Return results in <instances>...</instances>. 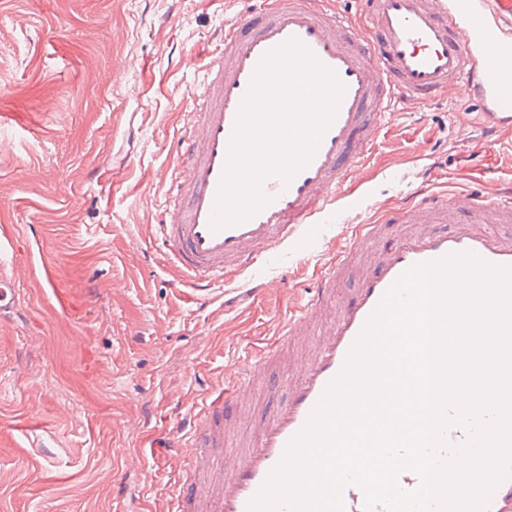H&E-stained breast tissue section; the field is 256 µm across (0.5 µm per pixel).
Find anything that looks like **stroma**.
<instances>
[{
	"label": "stroma",
	"instance_id": "35a3bbf8",
	"mask_svg": "<svg viewBox=\"0 0 512 512\" xmlns=\"http://www.w3.org/2000/svg\"><path fill=\"white\" fill-rule=\"evenodd\" d=\"M261 2L0 0V277L20 305L0 323V512H164L177 477L165 438L276 336L356 225L425 178L487 195L512 184V126L459 123L452 95L397 105L343 189L372 208L198 304L154 245L170 203L158 173L178 162L202 49ZM16 119L26 138L11 137ZM269 376L232 438L285 400L287 368Z\"/></svg>",
	"mask_w": 512,
	"mask_h": 512
}]
</instances>
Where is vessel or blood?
Wrapping results in <instances>:
<instances>
[{"label": "vessel or blood", "mask_w": 512, "mask_h": 512, "mask_svg": "<svg viewBox=\"0 0 512 512\" xmlns=\"http://www.w3.org/2000/svg\"><path fill=\"white\" fill-rule=\"evenodd\" d=\"M368 18L357 30L328 0H264L260 10L224 27V37L200 67L201 93L189 113L173 169L172 202L159 224L169 260L209 301L229 271L285 262L282 245L319 241L322 225L342 222L337 204L385 127L395 103L428 102L456 84L461 99L479 109H459L469 121L479 114L488 131L512 124V0H359ZM301 42L344 86L336 115L309 161L290 180L272 175L261 184L267 203L237 224L211 227L242 102L262 58L289 40ZM391 243L380 227L362 225L331 272L321 275L296 302L267 348L252 364L226 373V388L213 392L167 443V459L184 460L169 512H248L289 443L304 429L329 384L343 370L368 319L389 288L411 266L451 254L471 253L512 267V203L466 190L438 193L426 184L390 216ZM377 242L373 260L359 270L346 306L332 299L364 245ZM17 285L0 277V321L17 312ZM300 351L298 378L288 399L261 424L256 441L224 455V423L239 416L245 389L264 378L282 349ZM486 512H512V477L495 489Z\"/></svg>", "instance_id": "1"}]
</instances>
